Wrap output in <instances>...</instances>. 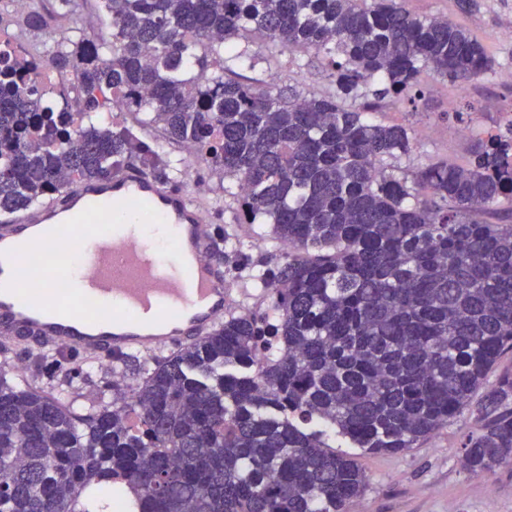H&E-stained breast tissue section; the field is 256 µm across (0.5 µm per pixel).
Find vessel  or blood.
<instances>
[{"instance_id": "vessel-or-blood-1", "label": "vessel or blood", "mask_w": 512, "mask_h": 512, "mask_svg": "<svg viewBox=\"0 0 512 512\" xmlns=\"http://www.w3.org/2000/svg\"><path fill=\"white\" fill-rule=\"evenodd\" d=\"M148 205L152 223L125 221ZM24 254L75 250L64 288L53 278L29 282L0 270V337L32 348H79L119 354L176 344L220 322L228 308L230 276L210 254L203 213L189 193L149 176L137 165L104 181L64 187L57 197L0 225V245L26 227ZM96 312H84L82 301Z\"/></svg>"}]
</instances>
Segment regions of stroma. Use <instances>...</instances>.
<instances>
[{
  "label": "stroma",
  "instance_id": "1",
  "mask_svg": "<svg viewBox=\"0 0 512 512\" xmlns=\"http://www.w3.org/2000/svg\"><path fill=\"white\" fill-rule=\"evenodd\" d=\"M405 6L419 16L448 17L479 39L496 62L493 72L464 88L425 73V105L415 110L390 106L381 115L385 122L430 132L429 137L419 139L416 152L404 160V167L414 169L438 159L466 165L474 136L494 129L512 113V0H470L465 8L458 0H406ZM270 62L279 85H290L306 94H319L329 87L328 71L316 55L297 58L278 53ZM465 100L472 102L475 110L471 134L462 137L457 123L442 120L441 115L454 112ZM183 183L198 196L205 212L213 215L212 237L221 239L223 176L209 172L200 176L191 171ZM83 359V354L73 350L65 357L57 353L40 360L35 351L15 344L4 371L8 382L20 388L36 378L57 383L67 380ZM20 363L25 370L18 374L14 367ZM475 427L474 418L466 414L400 454L359 455L368 487L352 512H512V465L486 475L470 472L461 463V439Z\"/></svg>",
  "mask_w": 512,
  "mask_h": 512
}]
</instances>
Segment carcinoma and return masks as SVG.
<instances>
[{"label":"carcinoma","instance_id":"1","mask_svg":"<svg viewBox=\"0 0 512 512\" xmlns=\"http://www.w3.org/2000/svg\"><path fill=\"white\" fill-rule=\"evenodd\" d=\"M100 2L96 36L0 53V216L136 156L182 173L136 134L158 128L224 175V269L271 312L112 359L83 413L69 383L17 390L0 373L8 512H350L367 478L348 449L400 453L464 413L467 469L512 465V118L468 165L411 173L415 132L376 120L425 100V70L459 85L492 71L484 45L402 0ZM243 43L323 56L331 89L278 86ZM38 67L82 98L79 120L32 85ZM104 91L131 121L106 116Z\"/></svg>","mask_w":512,"mask_h":512}]
</instances>
